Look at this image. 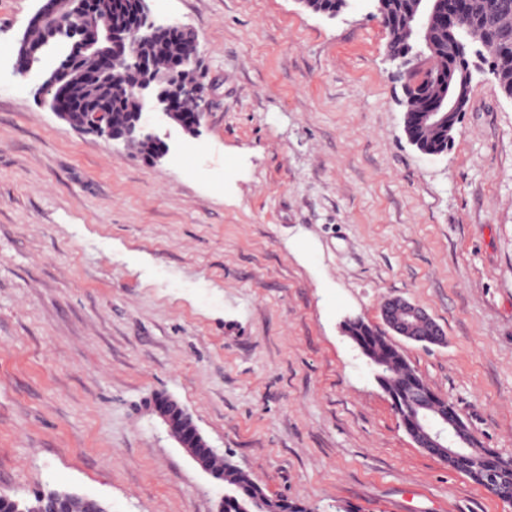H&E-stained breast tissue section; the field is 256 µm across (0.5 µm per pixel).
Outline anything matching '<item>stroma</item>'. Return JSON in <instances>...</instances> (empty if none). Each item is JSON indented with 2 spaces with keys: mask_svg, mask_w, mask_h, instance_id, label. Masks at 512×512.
I'll list each match as a JSON object with an SVG mask.
<instances>
[{
  "mask_svg": "<svg viewBox=\"0 0 512 512\" xmlns=\"http://www.w3.org/2000/svg\"><path fill=\"white\" fill-rule=\"evenodd\" d=\"M42 0H0V493L214 512L150 399L312 512H512L416 448L342 331L402 296L399 340L485 447L512 457V99L486 65L448 151L403 129L372 0H150L193 29L199 137L152 163L82 134L16 73ZM384 314L386 323L396 335L416 342L438 343L441 340V331L435 320L406 298H392L385 305Z\"/></svg>",
  "mask_w": 512,
  "mask_h": 512,
  "instance_id": "35a3bbf8",
  "label": "stroma"
}]
</instances>
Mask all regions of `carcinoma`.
<instances>
[{
    "instance_id": "obj_1",
    "label": "carcinoma",
    "mask_w": 512,
    "mask_h": 512,
    "mask_svg": "<svg viewBox=\"0 0 512 512\" xmlns=\"http://www.w3.org/2000/svg\"><path fill=\"white\" fill-rule=\"evenodd\" d=\"M308 9L318 14H329L346 8L345 0H308ZM141 0H99L96 12L83 22V28L100 32L109 27H129L141 21ZM415 0H382L379 19L387 32L386 51L392 54L404 53L414 57L425 53L429 66L427 78L408 87L404 95V128L409 141L426 155L442 154L448 150L452 133L461 122L458 112L448 113V119L434 125L427 119V111L433 103L448 94V81L463 85L464 93L470 86L462 83L463 61L452 49L454 38L465 33L479 45H496L492 74L504 93L512 97V0H441L436 17L426 27L427 39L417 37L414 26ZM28 43L42 47L40 56L33 67L51 57L52 67L43 72L49 77L62 69L68 61L88 74L89 79L77 77L62 79L56 91L64 98L63 108L68 111L65 121L78 129L83 112L91 105L101 106L109 112L112 129H124L139 111L146 106V100L132 95L123 81L114 80L105 74L95 72L96 62L89 56L84 59H71L70 41L53 39L46 28L34 26L26 33ZM196 35L188 27L172 28L165 34L152 36L143 33L135 52L152 62L156 82L167 83L172 77H181L193 82L192 65L182 64V48L195 41ZM345 333L349 336H372V353L379 355L391 347L389 339L361 316L345 321ZM379 377L380 387L387 393L398 394L408 375L414 370L403 352L394 350V360L386 365L374 367ZM211 469L224 474V512H242L251 508L253 501L272 499L266 489L251 476L241 472L230 458H210ZM451 469L464 475L481 486L482 471L489 465L498 469L505 480L512 479V458L504 457L493 448L477 444L463 459L445 461ZM56 493L69 496L71 512H101L108 508L105 502L78 494L70 490H56ZM23 512H49L52 507L48 492L43 491L29 501L8 494L0 495V512H10L13 508Z\"/></svg>"
}]
</instances>
